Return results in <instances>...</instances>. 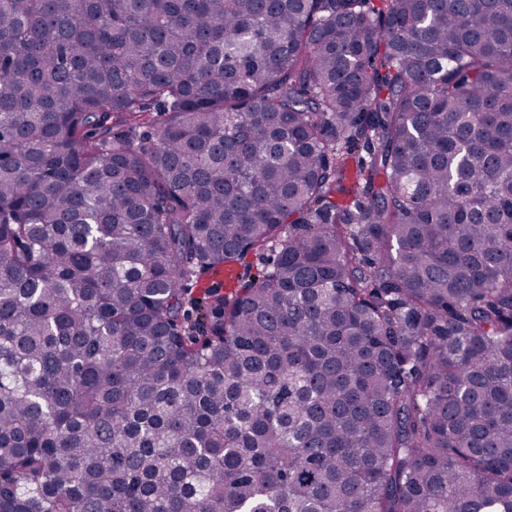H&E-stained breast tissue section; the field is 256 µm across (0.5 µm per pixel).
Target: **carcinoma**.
Masks as SVG:
<instances>
[{
    "label": "carcinoma",
    "mask_w": 512,
    "mask_h": 512,
    "mask_svg": "<svg viewBox=\"0 0 512 512\" xmlns=\"http://www.w3.org/2000/svg\"><path fill=\"white\" fill-rule=\"evenodd\" d=\"M0 512H512V0H0Z\"/></svg>",
    "instance_id": "carcinoma-1"
}]
</instances>
